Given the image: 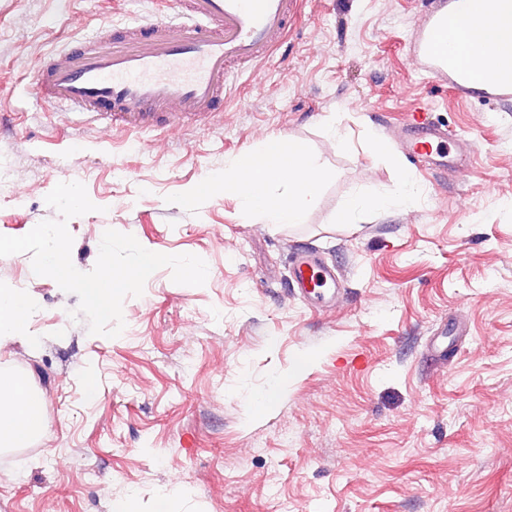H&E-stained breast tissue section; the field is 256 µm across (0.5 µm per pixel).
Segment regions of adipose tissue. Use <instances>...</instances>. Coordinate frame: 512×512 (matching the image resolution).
Instances as JSON below:
<instances>
[{"instance_id":"ef3b65f1","label":"adipose tissue","mask_w":512,"mask_h":512,"mask_svg":"<svg viewBox=\"0 0 512 512\" xmlns=\"http://www.w3.org/2000/svg\"><path fill=\"white\" fill-rule=\"evenodd\" d=\"M460 22L449 31L448 58L473 72L472 88L487 90L512 74V0H452ZM232 177L198 183L195 195L232 190L244 210L268 224H300L314 205L324 178L319 159L280 137L266 138L258 153L238 156ZM29 298L25 289L0 293V338H26ZM39 394L21 382L0 378V445L26 447L43 425Z\"/></svg>"}]
</instances>
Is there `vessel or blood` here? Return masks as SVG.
Segmentation results:
<instances>
[{"instance_id": "obj_1", "label": "vessel or blood", "mask_w": 512, "mask_h": 512, "mask_svg": "<svg viewBox=\"0 0 512 512\" xmlns=\"http://www.w3.org/2000/svg\"><path fill=\"white\" fill-rule=\"evenodd\" d=\"M177 2L176 11L162 8L69 40L49 56L32 87L34 97L112 131L204 124L224 110L231 66L250 65L277 51L300 5V0ZM449 26L446 7H435L408 48L427 76L464 96L465 75L442 62ZM396 136L414 160L431 159L434 145L446 139L442 128L426 123L400 128ZM293 282L302 297L326 308L339 296L333 270L310 254L296 257Z\"/></svg>"}]
</instances>
